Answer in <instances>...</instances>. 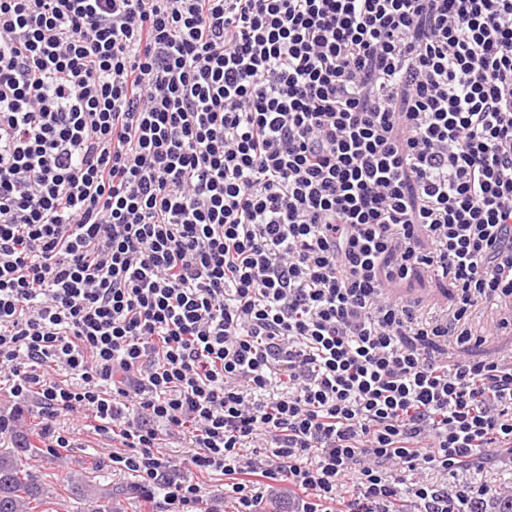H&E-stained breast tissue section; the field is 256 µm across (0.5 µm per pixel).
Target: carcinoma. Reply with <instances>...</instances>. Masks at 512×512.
<instances>
[{
  "label": "carcinoma",
  "mask_w": 512,
  "mask_h": 512,
  "mask_svg": "<svg viewBox=\"0 0 512 512\" xmlns=\"http://www.w3.org/2000/svg\"><path fill=\"white\" fill-rule=\"evenodd\" d=\"M26 452V448L0 451V512H52L51 490L25 467ZM70 492L83 501V512H118L117 493L111 488L81 482Z\"/></svg>",
  "instance_id": "1"
}]
</instances>
